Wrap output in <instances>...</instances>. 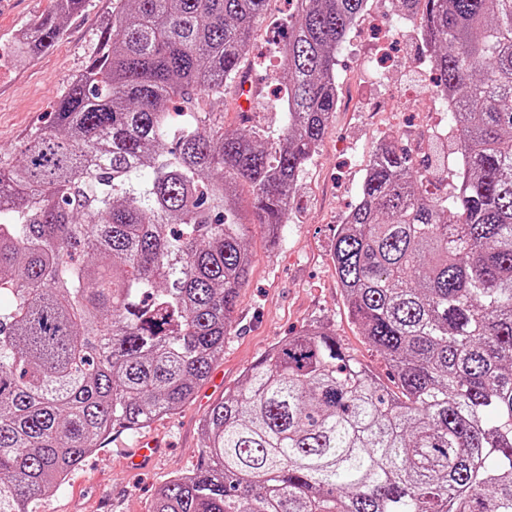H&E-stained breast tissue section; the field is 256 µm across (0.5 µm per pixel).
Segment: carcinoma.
<instances>
[{"mask_svg": "<svg viewBox=\"0 0 512 512\" xmlns=\"http://www.w3.org/2000/svg\"><path fill=\"white\" fill-rule=\"evenodd\" d=\"M83 0L16 40L52 48ZM276 136L224 131L269 0H117L103 49L15 162L0 159V512H39L113 429L193 398L336 111V50L369 0H294ZM449 98L461 171L424 186L384 137L331 247L382 386L312 326L202 424L150 512H512V0H397ZM251 188L243 209L240 186Z\"/></svg>", "mask_w": 512, "mask_h": 512, "instance_id": "carcinoma-1", "label": "carcinoma"}]
</instances>
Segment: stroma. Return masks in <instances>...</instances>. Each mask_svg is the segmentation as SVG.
<instances>
[{
  "instance_id": "1",
  "label": "stroma",
  "mask_w": 512,
  "mask_h": 512,
  "mask_svg": "<svg viewBox=\"0 0 512 512\" xmlns=\"http://www.w3.org/2000/svg\"><path fill=\"white\" fill-rule=\"evenodd\" d=\"M116 0H87L65 23L49 51L19 60L13 55L18 34L51 8L50 0H0V158L13 162L28 135L48 125L58 97L102 47L103 26ZM288 0H270L268 18L258 24L241 61L243 82L257 85L249 107L227 93L216 111L224 128L273 131L282 123L283 103L271 51L274 24L285 17ZM399 24L391 46L392 66L385 83L371 80L363 60L376 49V26ZM337 105L317 154L304 170L281 240L270 245L263 228L251 225L246 239L252 255L249 280L241 288L234 328L208 379L193 399L174 414L138 433H112L64 483L43 497L40 512H149L158 489L200 460L202 420L236 386L245 370L277 344L320 323L385 386L393 378L387 362L347 315L330 256L338 224L357 201L370 156L387 137L406 149L418 166L438 168L434 135L442 128L433 112L432 76L415 22H399L395 0H370L336 52ZM160 446L141 468L131 457L140 441Z\"/></svg>"
}]
</instances>
